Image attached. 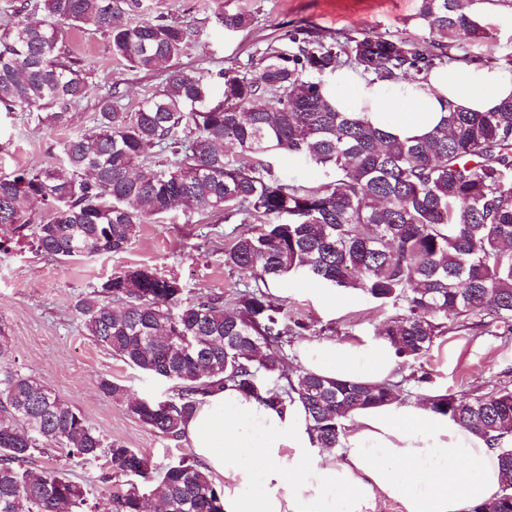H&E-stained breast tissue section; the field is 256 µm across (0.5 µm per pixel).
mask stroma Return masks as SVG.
I'll return each instance as SVG.
<instances>
[{
    "label": "stroma",
    "mask_w": 512,
    "mask_h": 512,
    "mask_svg": "<svg viewBox=\"0 0 512 512\" xmlns=\"http://www.w3.org/2000/svg\"><path fill=\"white\" fill-rule=\"evenodd\" d=\"M126 17L132 22L158 17L188 25L190 35L180 65L218 70L244 65L269 49L288 48L289 35L337 38L378 35L423 40L428 29L418 16L419 0H129ZM489 39L457 44V57L512 60V0H476ZM249 14L248 26L229 30L219 16L224 11ZM64 41L73 59L88 73L90 93L70 109L69 127L41 123L34 112H5L0 108V173L54 165L60 145L70 133L91 127L100 97L114 92L122 105L134 107L153 94L159 74L130 70L113 56L105 35L68 28ZM243 226L238 218L217 222L197 213L174 210L157 223L141 225L129 249L76 260L45 257L32 252L18 234L0 231V333L9 339L7 360L80 410L104 441H120L149 458L155 473L194 454L182 442H172L142 426L125 407L98 388L107 378L125 386L129 396L164 400L172 382L159 380L112 357L84 330L75 306L93 287L130 267L150 268L158 277L177 281L185 298L199 293L232 294L251 283L249 273L228 267L224 250ZM290 316L310 327L307 340L360 339L377 334L396 310L357 291L342 294L341 308L332 311L309 281L291 276L271 283ZM427 374V383L410 382V375ZM409 380L407 401H419L438 391L468 396L504 386L512 388V339L491 335L472 325L462 333L440 337L420 363L401 366ZM35 471L62 469L71 480L95 488L105 460L84 463L64 449L35 453L28 463Z\"/></svg>",
    "instance_id": "stroma-1"
}]
</instances>
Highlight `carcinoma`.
Here are the masks:
<instances>
[{"instance_id": "obj_1", "label": "carcinoma", "mask_w": 512, "mask_h": 512, "mask_svg": "<svg viewBox=\"0 0 512 512\" xmlns=\"http://www.w3.org/2000/svg\"><path fill=\"white\" fill-rule=\"evenodd\" d=\"M473 2L420 0L429 29L423 42L293 36L290 51L214 73L172 64L187 28L163 18L130 22L128 0H45L47 17L27 15L0 35V106L51 107L47 119L56 127L68 126L70 106L89 92L59 22L104 33L130 69L162 77L130 110L100 99L96 124L63 141L55 165L0 176V228L30 229L25 239L35 252L61 259L120 254L140 225L175 206L226 220L265 218L224 251L225 265L255 282L228 299L207 292L184 300L177 282L133 267L78 301L98 345L177 388L165 400L131 399L124 386L102 379L104 395L178 442L200 398L231 385L273 407L301 405L313 443L337 447L352 412L401 400L403 381L288 371L285 345L308 325L266 288L292 274L398 307L379 335L404 364L423 359L439 336L468 329L474 315L487 331L512 336V100L494 112L451 109L442 126L402 141L334 110L325 92L326 75L346 65L397 80L454 60V43L489 36ZM221 22L240 29L250 17L226 12ZM285 156L313 167L321 181L283 179L266 158ZM33 201L49 212L38 224ZM272 376L280 381L273 388ZM428 405L498 446L507 482L497 499L468 512H512V390L437 392ZM47 447L86 462L106 453L101 491L126 478L112 494L113 512H144L146 494L166 512H224L223 491L196 462L182 459L152 478L149 459L122 442L104 444L80 410L0 363V512H19L20 501L26 512H95L87 487L27 466Z\"/></svg>"}]
</instances>
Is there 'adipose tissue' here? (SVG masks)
<instances>
[{
    "instance_id": "1",
    "label": "adipose tissue",
    "mask_w": 512,
    "mask_h": 512,
    "mask_svg": "<svg viewBox=\"0 0 512 512\" xmlns=\"http://www.w3.org/2000/svg\"><path fill=\"white\" fill-rule=\"evenodd\" d=\"M325 87L336 111L405 139L431 132L452 107L495 111L512 99V72L445 63L381 81L343 67ZM297 361L320 376L377 384L391 377L397 356L381 336L325 338L303 342ZM183 439L223 478L224 512H374L380 497L402 512H467L503 485L497 450L422 402L356 410L339 446L319 448L300 405L274 409L229 386L197 404Z\"/></svg>"
}]
</instances>
